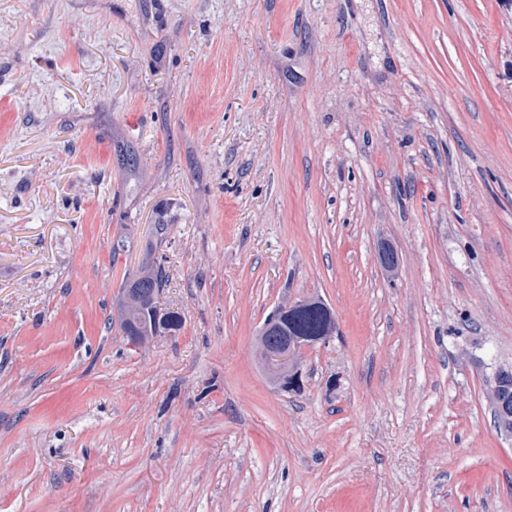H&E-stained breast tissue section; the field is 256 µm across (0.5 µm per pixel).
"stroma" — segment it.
<instances>
[{"label":"stroma","instance_id":"obj_1","mask_svg":"<svg viewBox=\"0 0 512 512\" xmlns=\"http://www.w3.org/2000/svg\"><path fill=\"white\" fill-rule=\"evenodd\" d=\"M505 364L512 0H0V512H512ZM162 284L163 271L160 265L145 268L137 279L123 283L121 329L126 336H130L131 325L145 315L148 316V320L144 336H154L157 332H171L179 329L180 317L172 312L162 313L156 305V296L162 288ZM130 288H145L140 290L139 303L135 305L130 301ZM315 302L310 306L303 307L295 311L292 315L293 329L301 336L288 335L282 336L275 347L265 349L266 355L272 366L282 371L288 366L290 361L303 346L311 345L314 341L307 336L317 338L315 341H325L329 336H324L335 329V322L329 308L320 303L321 300H312ZM325 305V303H323ZM512 387L510 385L504 386L502 383L494 378L493 386L491 388V403L494 416V422L500 432L512 433V401L510 398L501 400L497 405V409L501 411L510 410L508 412H499L494 407V402L503 396H511Z\"/></svg>","mask_w":512,"mask_h":512}]
</instances>
